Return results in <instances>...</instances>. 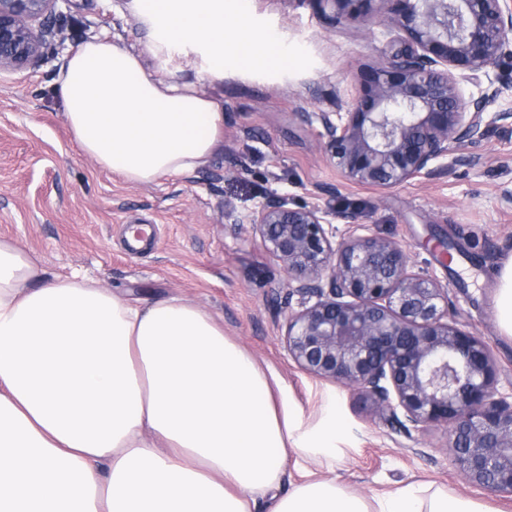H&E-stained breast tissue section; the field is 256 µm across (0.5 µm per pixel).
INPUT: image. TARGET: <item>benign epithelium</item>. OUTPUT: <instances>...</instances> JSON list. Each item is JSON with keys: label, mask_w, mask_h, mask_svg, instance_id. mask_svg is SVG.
<instances>
[{"label": "benign epithelium", "mask_w": 512, "mask_h": 512, "mask_svg": "<svg viewBox=\"0 0 512 512\" xmlns=\"http://www.w3.org/2000/svg\"><path fill=\"white\" fill-rule=\"evenodd\" d=\"M0 0V76L58 54V2ZM331 27L362 18L394 35L383 62L335 112H305L348 182L389 190L430 178L466 145L512 134L497 72L512 35V0H310ZM467 83L476 88L469 94ZM336 214L272 192L248 224L298 298L285 321L288 357L305 374L357 391L405 435L448 430L451 465L468 483L512 496V392L479 336L456 321L448 286L415 272L406 247L352 230Z\"/></svg>", "instance_id": "benign-epithelium-1"}]
</instances>
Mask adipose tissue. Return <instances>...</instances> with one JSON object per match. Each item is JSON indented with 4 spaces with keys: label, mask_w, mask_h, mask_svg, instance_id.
Masks as SVG:
<instances>
[{
    "label": "adipose tissue",
    "mask_w": 512,
    "mask_h": 512,
    "mask_svg": "<svg viewBox=\"0 0 512 512\" xmlns=\"http://www.w3.org/2000/svg\"><path fill=\"white\" fill-rule=\"evenodd\" d=\"M145 53L110 38L80 45L57 77L83 153L126 182L201 166L224 136V109L143 66L197 54L201 81L224 65L288 60L243 22L237 0H132ZM335 406L315 425L278 378L199 307L135 306L55 279L0 242V512H489L409 484L372 500L335 479L284 488L287 463L336 458ZM110 473L101 476V464Z\"/></svg>",
    "instance_id": "ef3b65f1"
}]
</instances>
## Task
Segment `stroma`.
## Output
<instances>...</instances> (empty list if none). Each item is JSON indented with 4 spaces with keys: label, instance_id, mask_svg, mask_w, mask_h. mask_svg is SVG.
<instances>
[{
    "label": "stroma",
    "instance_id": "stroma-1",
    "mask_svg": "<svg viewBox=\"0 0 512 512\" xmlns=\"http://www.w3.org/2000/svg\"><path fill=\"white\" fill-rule=\"evenodd\" d=\"M247 21L272 32L287 63L245 70L227 63L223 81L197 83L224 107L219 149L189 175L134 185L100 169L69 130L56 79L61 57L93 36L144 51L147 32L130 0H65L58 59L28 76L0 80V241L47 278L73 279L145 304L176 298L214 316L224 334L277 374L306 423L328 401L347 431L343 456L310 461L290 479L333 478L348 491L383 496L415 483L512 512V499L474 489L448 462L447 433L409 436L375 418L357 394L312 378L289 359L282 326L290 306L280 267L239 216L270 192L353 211L370 232L406 245L414 270L447 284L460 327L481 336L512 390V337L497 325L495 274L512 255V135L467 146L427 180L386 191L345 181L306 112H332L355 96L390 40L357 20L330 28L309 0H240ZM154 224L141 251L126 249L132 225ZM454 255L441 260L442 248Z\"/></svg>",
    "mask_w": 512,
    "mask_h": 512
}]
</instances>
